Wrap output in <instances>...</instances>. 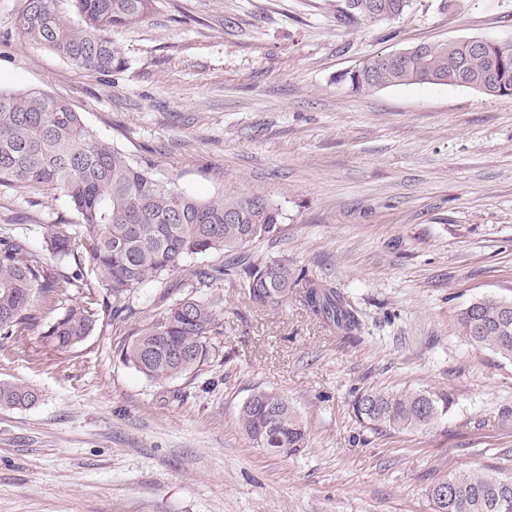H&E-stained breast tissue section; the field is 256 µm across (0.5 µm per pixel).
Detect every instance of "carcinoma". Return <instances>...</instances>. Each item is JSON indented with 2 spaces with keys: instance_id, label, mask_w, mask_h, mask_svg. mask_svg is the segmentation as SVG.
<instances>
[{
  "instance_id": "carcinoma-1",
  "label": "carcinoma",
  "mask_w": 512,
  "mask_h": 512,
  "mask_svg": "<svg viewBox=\"0 0 512 512\" xmlns=\"http://www.w3.org/2000/svg\"><path fill=\"white\" fill-rule=\"evenodd\" d=\"M348 19L391 20L410 0H343ZM154 0H22L19 30L31 42L78 71L110 73L118 67L111 33L146 18ZM354 90L402 84H445L494 95H512V47L490 45L481 53L448 51L429 41L410 47L402 60L377 55L339 76ZM23 182L58 192L80 218L42 224V249L59 263H74L72 279H92L102 294L89 293L46 325L42 338L66 351L97 325L99 304L118 307L151 282L172 278L181 287L211 288L236 283L255 305L275 311L295 301L310 315L348 336L361 330L358 311L326 279L297 268L288 258L247 261L236 266L187 268L188 260L238 251L272 235L282 213L260 193L202 200L170 181L154 164L138 160L100 139L82 113L61 96L0 89V182ZM56 292L39 255L21 239H0V338L19 335L33 302ZM472 342L512 359V301L481 298L459 314ZM223 335L220 313L208 299L190 293L172 302L151 325L133 333L121 357L145 378L166 381L196 374ZM34 389L0 382V407H27ZM444 391H363L352 400L366 428L429 426L449 411ZM238 422L257 447L290 454L305 447L307 430L288 399L258 390L243 404ZM448 486L444 512H512V475L468 470L439 480Z\"/></svg>"
}]
</instances>
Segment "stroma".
<instances>
[{
	"instance_id": "35a3bbf8",
	"label": "stroma",
	"mask_w": 512,
	"mask_h": 512,
	"mask_svg": "<svg viewBox=\"0 0 512 512\" xmlns=\"http://www.w3.org/2000/svg\"><path fill=\"white\" fill-rule=\"evenodd\" d=\"M342 0H156L113 29L121 64L73 70L16 27L0 0V89L66 98L103 139L197 197L263 193L278 231L246 258L292 259L360 311L329 330L235 284L201 288L223 334L197 375L147 380L121 352L182 289L153 282L66 351L41 334L90 285L51 257L57 291L0 339V381L40 395L0 408V512H436L449 474H512V360L472 343L459 312L512 301V96L432 84L355 91L364 58L441 39L512 42V0H411L390 21L347 19ZM79 217L56 192L0 184V237ZM258 389L286 396L305 448L271 455L238 425ZM447 390L424 429L370 430L361 391Z\"/></svg>"
}]
</instances>
